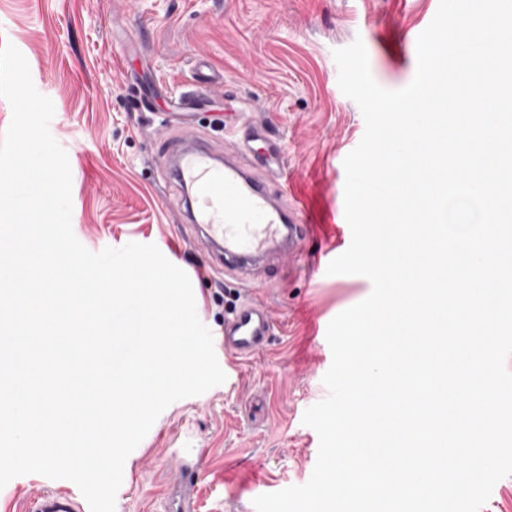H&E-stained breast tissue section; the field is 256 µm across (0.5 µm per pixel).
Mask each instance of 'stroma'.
Instances as JSON below:
<instances>
[{
  "instance_id": "1",
  "label": "stroma",
  "mask_w": 512,
  "mask_h": 512,
  "mask_svg": "<svg viewBox=\"0 0 512 512\" xmlns=\"http://www.w3.org/2000/svg\"><path fill=\"white\" fill-rule=\"evenodd\" d=\"M439 0H0V43L25 56L36 89L54 105L50 131L72 175V230L93 252L156 245L194 286L197 314L223 355L224 317L246 299L265 302L273 335L238 362L231 378L172 403L128 456L115 512H165L180 459L195 472L197 512H255L256 497L305 484L319 437L305 411L326 398L332 352L320 326L370 293L360 275H331L352 239L344 216L345 157L365 121L338 86L335 49L362 39L375 81L406 87L416 43ZM123 55L125 71L113 66ZM220 83L197 117L224 151L225 112L250 110L281 135L296 195L316 221L292 256L246 288L215 270L182 212L175 184L157 181L175 131L171 95L192 84L196 55ZM43 492L79 495L65 479L38 474L0 489V512H23Z\"/></svg>"
}]
</instances>
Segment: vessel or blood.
<instances>
[{
  "mask_svg": "<svg viewBox=\"0 0 512 512\" xmlns=\"http://www.w3.org/2000/svg\"><path fill=\"white\" fill-rule=\"evenodd\" d=\"M232 140L223 162H214L207 139L175 138L166 151L162 179L189 191V220L198 239L212 248L225 271L242 284L252 283L268 258L297 252L310 232L306 211L287 182L283 142L267 123L235 113L225 121ZM272 334L265 303L247 301L224 321V365L264 350ZM180 478L168 495L169 512H196L194 463L179 464ZM26 512H82L74 497L45 493Z\"/></svg>",
  "mask_w": 512,
  "mask_h": 512,
  "instance_id": "vessel-or-blood-1",
  "label": "vessel or blood"
}]
</instances>
